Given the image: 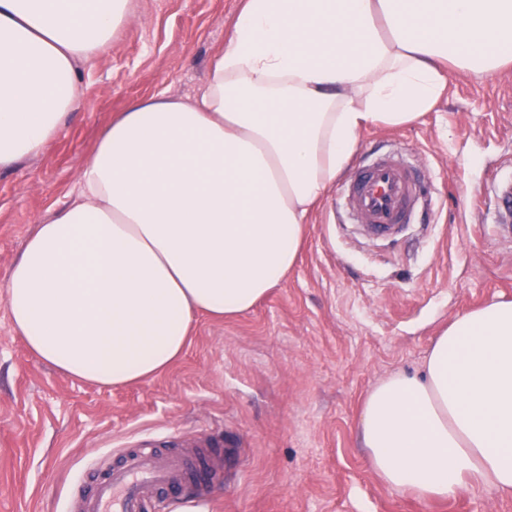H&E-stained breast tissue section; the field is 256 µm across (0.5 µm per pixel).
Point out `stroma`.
Listing matches in <instances>:
<instances>
[{
    "label": "stroma",
    "instance_id": "stroma-1",
    "mask_svg": "<svg viewBox=\"0 0 512 512\" xmlns=\"http://www.w3.org/2000/svg\"><path fill=\"white\" fill-rule=\"evenodd\" d=\"M241 3L132 0L111 48L79 67L83 107L41 154L0 172V512H72L114 452L153 439L183 452L195 434L230 442L241 458L212 478L209 512H512V492L491 487L429 501L390 488L358 434L374 384L420 371L455 315L512 298V245L471 205L512 174V65L484 81L450 69L421 119L361 131L358 157L382 145L418 158L436 198L423 223L372 240L324 200L282 284L239 317L196 316L163 373L99 388L16 337L5 283L26 238L78 193L117 112L198 90Z\"/></svg>",
    "mask_w": 512,
    "mask_h": 512
}]
</instances>
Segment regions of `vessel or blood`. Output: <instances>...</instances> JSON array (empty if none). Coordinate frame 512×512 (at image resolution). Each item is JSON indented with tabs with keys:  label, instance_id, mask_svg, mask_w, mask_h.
Listing matches in <instances>:
<instances>
[{
	"label": "vessel or blood",
	"instance_id": "obj_1",
	"mask_svg": "<svg viewBox=\"0 0 512 512\" xmlns=\"http://www.w3.org/2000/svg\"><path fill=\"white\" fill-rule=\"evenodd\" d=\"M491 197L496 234L512 241V176L497 180ZM421 202L419 174L397 153L358 164L336 194L337 208L351 214L362 234L376 239L396 237L414 223ZM193 444L198 449L193 457L163 448L124 452L96 479L91 493L78 502L77 512H154L156 492L178 490L192 479L197 482V497H205L207 485L199 479L200 470L210 464V450L221 441L197 437Z\"/></svg>",
	"mask_w": 512,
	"mask_h": 512
}]
</instances>
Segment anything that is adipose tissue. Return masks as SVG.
Segmentation results:
<instances>
[{
    "label": "adipose tissue",
    "mask_w": 512,
    "mask_h": 512,
    "mask_svg": "<svg viewBox=\"0 0 512 512\" xmlns=\"http://www.w3.org/2000/svg\"><path fill=\"white\" fill-rule=\"evenodd\" d=\"M129 3L0 0V170L82 106L77 65ZM511 61L512 0H243L198 93L115 115L77 197L27 238L6 282L14 331L101 387L158 374L195 315L239 316L286 279L361 130L431 111L449 67L480 81ZM359 431L392 488L512 491V299L454 316L422 374L372 386Z\"/></svg>",
    "instance_id": "adipose-tissue-1"
}]
</instances>
